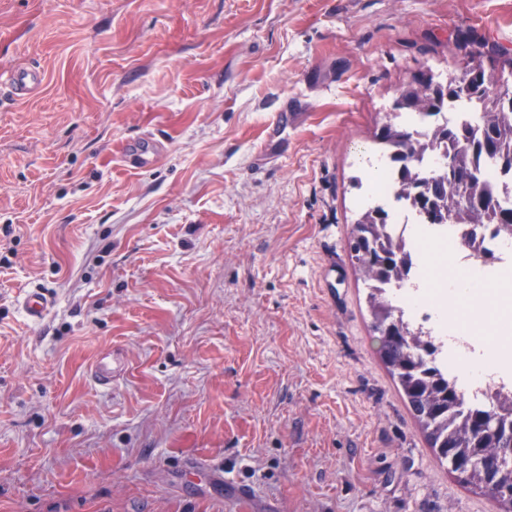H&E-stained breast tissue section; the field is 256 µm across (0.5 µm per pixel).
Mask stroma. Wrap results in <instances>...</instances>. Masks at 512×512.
Returning <instances> with one entry per match:
<instances>
[{"instance_id": "obj_1", "label": "stroma", "mask_w": 512, "mask_h": 512, "mask_svg": "<svg viewBox=\"0 0 512 512\" xmlns=\"http://www.w3.org/2000/svg\"><path fill=\"white\" fill-rule=\"evenodd\" d=\"M460 34L512 56V0H0V73H43L0 90V512H502L429 448L348 245ZM42 81L41 74L36 70L16 71L6 82L15 96L26 94L37 87ZM52 303V297L44 290L31 288L25 292L21 306L31 321L38 322L44 318Z\"/></svg>"}]
</instances>
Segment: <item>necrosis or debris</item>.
<instances>
[{
  "instance_id": "4bbe7bcc",
  "label": "necrosis or debris",
  "mask_w": 512,
  "mask_h": 512,
  "mask_svg": "<svg viewBox=\"0 0 512 512\" xmlns=\"http://www.w3.org/2000/svg\"><path fill=\"white\" fill-rule=\"evenodd\" d=\"M376 203L390 215L385 231L389 241L400 251L407 274L400 282L390 284L388 295L400 302L406 318L429 330L428 365L438 377L447 380L465 401L466 407H480L504 398L512 399V290L493 289L491 299L498 309L495 353H488L481 337L449 335L440 310V297L411 303L407 296L416 282L425 276V251L418 240L417 228L422 220L410 202L396 199L385 191ZM443 240L458 244V259L462 267L479 280H487L490 264H497L498 276L512 272V234L499 230L497 225L472 227L469 224H447ZM475 362L492 361L497 373L482 374L479 370L463 372L461 358Z\"/></svg>"
}]
</instances>
